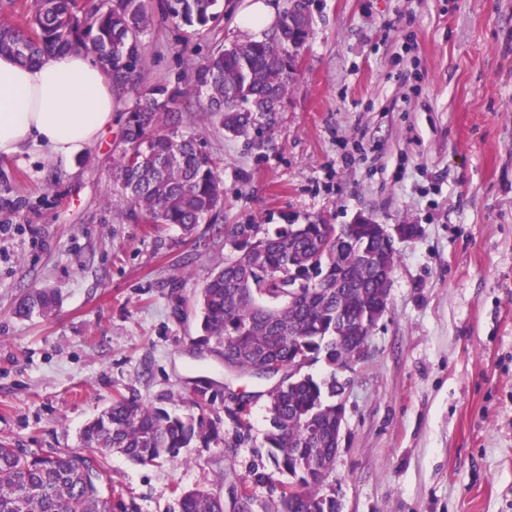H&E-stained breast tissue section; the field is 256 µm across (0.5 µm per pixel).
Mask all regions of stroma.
<instances>
[{"mask_svg":"<svg viewBox=\"0 0 512 512\" xmlns=\"http://www.w3.org/2000/svg\"><path fill=\"white\" fill-rule=\"evenodd\" d=\"M148 4L155 24L100 139L66 162L33 145L0 156V442L77 448L118 396L216 425L223 442L183 460L105 459L134 512H173L180 488L231 499L266 463L268 382L225 374L196 343L198 293L235 251L209 225L187 239L112 201L124 114L137 89L166 82L219 163L221 223L418 228L395 244L325 493L341 512H512V0H308L281 121L239 137L200 117L193 73L262 38L241 25L247 0H218L199 34ZM42 286L54 316L17 317ZM233 397L251 422L240 442Z\"/></svg>","mask_w":512,"mask_h":512,"instance_id":"35a3bbf8","label":"stroma"}]
</instances>
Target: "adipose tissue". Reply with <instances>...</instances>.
<instances>
[{
	"label": "adipose tissue",
	"mask_w": 512,
	"mask_h": 512,
	"mask_svg": "<svg viewBox=\"0 0 512 512\" xmlns=\"http://www.w3.org/2000/svg\"><path fill=\"white\" fill-rule=\"evenodd\" d=\"M113 94L89 53L66 52L35 66L0 54V155L32 144L71 159L111 124Z\"/></svg>",
	"instance_id": "1"
}]
</instances>
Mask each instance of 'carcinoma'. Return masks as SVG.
Wrapping results in <instances>:
<instances>
[{
  "mask_svg": "<svg viewBox=\"0 0 512 512\" xmlns=\"http://www.w3.org/2000/svg\"><path fill=\"white\" fill-rule=\"evenodd\" d=\"M14 0H0V54L25 63L72 50L87 49L116 86L125 85L141 62V36L154 25L147 0H105L106 7L80 10L77 0H32L30 12L15 20L7 14ZM217 0H165L164 13L178 25L201 32L216 14ZM308 39L304 30L288 34V15L274 32L211 55L195 70V85L205 93L200 108L234 136L262 128L269 104L284 100L293 83L288 54ZM184 92L158 83L137 91L126 112L123 146L115 161V194L155 224L178 226L184 235L212 223L224 207L222 180L211 155L179 125ZM336 243L324 224H284L270 231L255 227L241 242L239 255L217 263L198 294L199 343L210 345L238 374H254L264 365L288 371L297 349L350 356L357 337L352 316L373 304L379 274L360 249L380 248L372 224L344 225ZM340 269L312 287L302 299L288 300V266L321 264L324 254ZM46 288H32L18 313L44 317L56 307ZM346 319L336 327L337 317ZM325 382L313 376L290 386L288 380L269 392L268 428L264 434L269 467H255L233 497L232 512H252L251 488L274 482V476L306 469L316 481L323 449L334 446L330 410L321 405ZM221 440L217 427L135 397L112 401L89 420L80 434L81 448L37 454L0 443V512H115L121 493L101 459L119 454L145 465L178 458L200 442ZM273 512H317L321 489L306 485L293 492L280 483ZM177 512H225L224 499L208 489L180 490Z\"/></svg>",
  "mask_w": 512,
  "mask_h": 512,
  "instance_id": "obj_1",
  "label": "carcinoma"
}]
</instances>
